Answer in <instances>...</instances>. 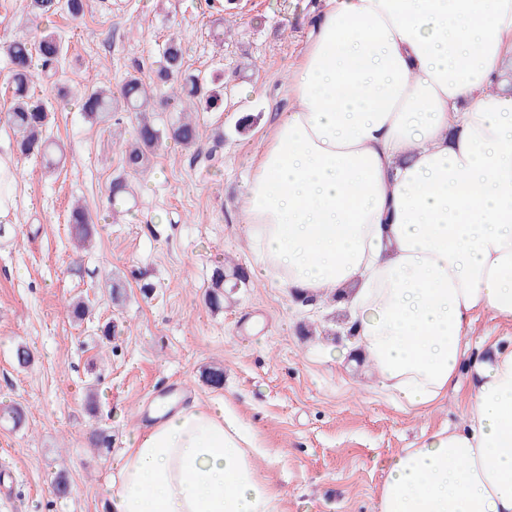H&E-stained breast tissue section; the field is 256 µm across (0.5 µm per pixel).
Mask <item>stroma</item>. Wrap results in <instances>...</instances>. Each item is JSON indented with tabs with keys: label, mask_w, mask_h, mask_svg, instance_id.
I'll use <instances>...</instances> for the list:
<instances>
[{
	"label": "stroma",
	"mask_w": 512,
	"mask_h": 512,
	"mask_svg": "<svg viewBox=\"0 0 512 512\" xmlns=\"http://www.w3.org/2000/svg\"><path fill=\"white\" fill-rule=\"evenodd\" d=\"M318 0H236L231 15L208 0H88L84 19L65 11L33 21L28 0H0V41L56 30L67 53L60 76L76 89L120 85L134 65H149L158 44L176 34L190 72L221 74L224 105L200 115L201 139L186 148L168 141L150 169L135 176V198L106 207L110 181L122 171L113 142L130 138L134 121L122 112L88 121L77 105L54 112L49 131L66 148L64 167L50 170L22 157L17 136L0 118V155L14 165V191L25 204L0 226V403H16L27 423L0 421V512H106L103 490L115 474L114 454L127 447L143 407L178 382L190 396L226 397L258 430L271 456L257 465L282 494L283 512H374L384 463L428 436L459 425L475 386L459 371V393L428 413L405 411L379 389L358 354L343 363L328 355L346 336L324 334L336 305L286 297L264 281L227 294L224 309L204 303L216 261L250 266L239 224V188L278 112L288 106L289 67L303 54ZM223 29L215 42L214 29ZM252 86L255 96L242 94ZM257 120L238 133L240 113ZM217 160L207 151L216 132ZM99 216L88 251L74 255L66 224L73 199ZM127 298L113 305L109 281ZM153 285L142 295V283ZM88 299L95 314L71 321L68 303ZM124 326L103 343L98 328ZM484 354L512 347V324L479 316L466 338ZM26 347L29 366L15 360ZM224 370L221 386L204 372ZM95 389L96 413L85 396ZM107 431L111 452L93 435ZM65 475L71 491L58 496Z\"/></svg>",
	"instance_id": "35a3bbf8"
}]
</instances>
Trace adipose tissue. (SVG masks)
I'll use <instances>...</instances> for the list:
<instances>
[{
	"label": "adipose tissue",
	"mask_w": 512,
	"mask_h": 512,
	"mask_svg": "<svg viewBox=\"0 0 512 512\" xmlns=\"http://www.w3.org/2000/svg\"><path fill=\"white\" fill-rule=\"evenodd\" d=\"M289 106L243 183L252 274L337 295L405 408L476 380L462 425L390 459L375 512H512V0H322ZM258 431L222 399L164 408L114 460L108 512H282ZM470 352L489 354L494 348L512 347V324L480 315L466 337Z\"/></svg>",
	"instance_id": "1"
}]
</instances>
